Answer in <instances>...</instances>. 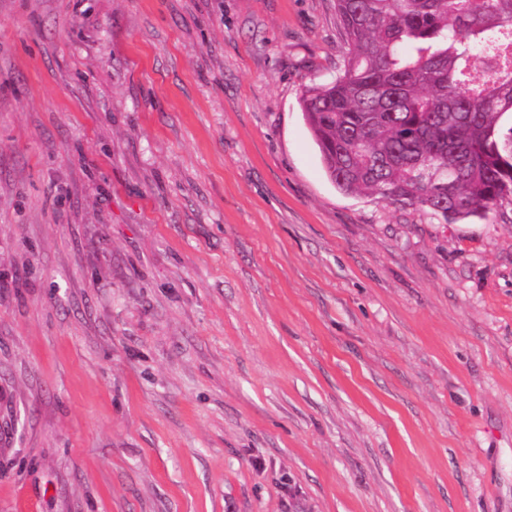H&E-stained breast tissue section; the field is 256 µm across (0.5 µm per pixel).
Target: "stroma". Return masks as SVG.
<instances>
[{
    "label": "stroma",
    "mask_w": 512,
    "mask_h": 512,
    "mask_svg": "<svg viewBox=\"0 0 512 512\" xmlns=\"http://www.w3.org/2000/svg\"><path fill=\"white\" fill-rule=\"evenodd\" d=\"M336 0H0V512H512V205L339 191Z\"/></svg>",
    "instance_id": "obj_1"
}]
</instances>
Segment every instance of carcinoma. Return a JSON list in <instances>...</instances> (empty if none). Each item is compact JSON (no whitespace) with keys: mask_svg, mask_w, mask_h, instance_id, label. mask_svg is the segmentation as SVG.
I'll list each match as a JSON object with an SVG mask.
<instances>
[{"mask_svg":"<svg viewBox=\"0 0 512 512\" xmlns=\"http://www.w3.org/2000/svg\"><path fill=\"white\" fill-rule=\"evenodd\" d=\"M342 74L301 109L323 169L365 193L441 217L512 202V0H336Z\"/></svg>","mask_w":512,"mask_h":512,"instance_id":"1","label":"carcinoma"}]
</instances>
